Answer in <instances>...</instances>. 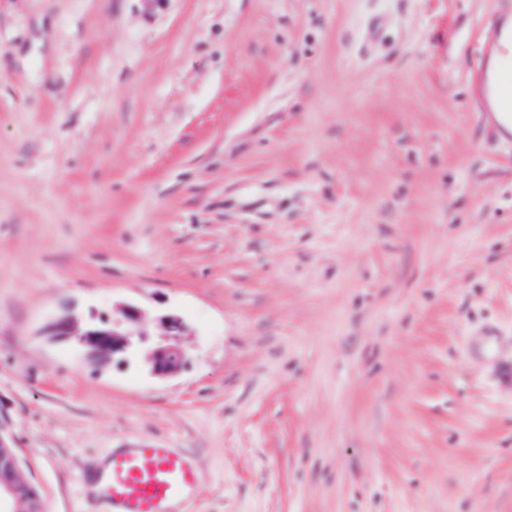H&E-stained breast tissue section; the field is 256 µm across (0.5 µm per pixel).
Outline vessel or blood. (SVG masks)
Returning <instances> with one entry per match:
<instances>
[{"label":"vessel or blood","instance_id":"1","mask_svg":"<svg viewBox=\"0 0 512 512\" xmlns=\"http://www.w3.org/2000/svg\"><path fill=\"white\" fill-rule=\"evenodd\" d=\"M512 44V0L483 31L484 62L474 71L471 84L482 118L495 127L512 126V82H503L495 61ZM199 484L187 459L170 448L147 445L113 453L103 476L102 493L112 512H168Z\"/></svg>","mask_w":512,"mask_h":512}]
</instances>
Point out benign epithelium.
Returning a JSON list of instances; mask_svg holds the SVG:
<instances>
[{
	"label": "benign epithelium",
	"mask_w": 512,
	"mask_h": 512,
	"mask_svg": "<svg viewBox=\"0 0 512 512\" xmlns=\"http://www.w3.org/2000/svg\"><path fill=\"white\" fill-rule=\"evenodd\" d=\"M141 311L134 305L122 304L99 320L88 322L84 330L74 332L73 323L67 316L53 319L45 328L48 336H77V341L88 349L89 355H110L122 359L141 348L139 324ZM165 334L145 349V365L155 376L168 377L181 371L188 362V352L181 345L179 336L182 320L175 313L160 317Z\"/></svg>",
	"instance_id": "obj_1"
}]
</instances>
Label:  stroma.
<instances>
[{"mask_svg": "<svg viewBox=\"0 0 512 512\" xmlns=\"http://www.w3.org/2000/svg\"><path fill=\"white\" fill-rule=\"evenodd\" d=\"M500 0H0V432L45 512L149 442L178 512H512ZM128 303L189 360L43 333ZM503 7L485 25L483 31L484 62L474 71L471 84L479 101L478 111L497 128L512 126V82L504 83L494 64L505 46L512 44V2L501 0ZM165 334L145 349V365L155 376L168 377L181 371L188 362V352L181 345L182 320L175 313L160 317Z\"/></svg>", "mask_w": 512, "mask_h": 512, "instance_id": "stroma-1", "label": "stroma"}]
</instances>
